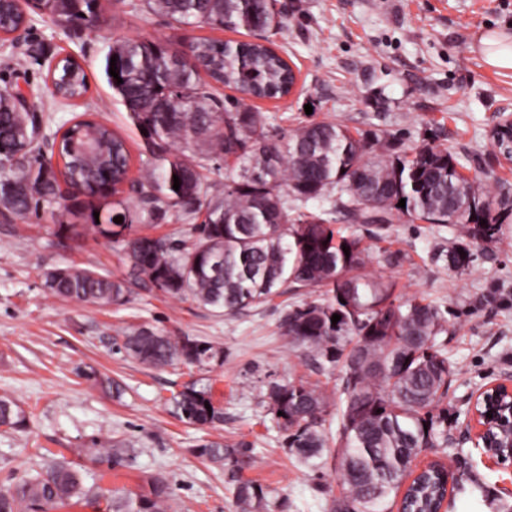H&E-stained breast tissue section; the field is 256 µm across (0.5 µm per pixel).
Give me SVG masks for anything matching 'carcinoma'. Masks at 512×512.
Listing matches in <instances>:
<instances>
[{
    "label": "carcinoma",
    "instance_id": "cac0c4a2",
    "mask_svg": "<svg viewBox=\"0 0 512 512\" xmlns=\"http://www.w3.org/2000/svg\"><path fill=\"white\" fill-rule=\"evenodd\" d=\"M275 2L144 0L142 7L179 27L269 32L283 27ZM100 6V0H45V15L64 16L84 27ZM24 23L23 14L8 7L0 28L7 34ZM192 52L194 62H182L165 43L138 37L117 42L105 55L106 80L143 138L140 156L147 175L133 184L132 204L118 188L128 179L131 162L123 138L105 124L78 122L63 134L62 168L45 170L35 153L33 120L18 111L11 91L0 90V149L14 159L0 176V206L7 212L19 219L41 209L53 214L60 209V181H110L112 202L97 217L73 207L85 223L61 224L60 235L117 238L136 222L159 223L172 211L189 222L177 239L141 235L127 240L126 279L89 268L56 267L45 273L44 290L103 308L128 302L133 287L140 286L170 297L189 296L235 315L266 303L288 282L302 290L325 289L320 300L289 310L280 330L306 353L342 368L344 398L337 409L334 455L343 492L334 512H391L400 495L412 509L438 507L445 493L441 472L429 468L407 491L402 487L421 452L435 447L439 437L448 441L444 402L454 369L438 343L448 333V321L435 306L403 299L394 282L366 272L368 253L361 239L333 238L328 220L304 208L324 199L356 223L378 230L396 212L413 221L451 225L455 241L438 258L464 272L472 264V248L494 243L502 224L512 219V199H491L446 148L378 154L379 136L355 135L331 121L311 122L274 140L265 131L266 116L244 98L288 95L294 75L283 58L262 43L209 37L194 39ZM114 56L116 78L109 74ZM119 78L123 83H117ZM52 81L69 98L80 99L88 91L82 68L67 60ZM214 83L241 97L217 98ZM175 144L180 150L173 153ZM212 159L233 170L221 190L201 172ZM291 210L297 214L292 223ZM117 216L123 222L115 223ZM335 314L341 319L334 325ZM121 348L151 368L183 363L205 369L223 357L222 349L209 341L146 325L123 331ZM86 376L121 398L119 384L95 370ZM263 402L286 433L291 454L318 466L316 460L330 447L323 431L326 396L303 380L273 381L266 385ZM171 406L192 425L224 422V409L195 382L174 394ZM26 420L15 399L0 396V428L18 430ZM131 452L126 441L111 437L77 449L111 469L125 466ZM196 452L224 467V487L237 512H263V488L242 476L250 464L245 444L211 441ZM88 477L87 470L65 459L42 465L0 487V512H51L76 504H102L104 512H165L171 497L160 476L144 477L134 494L106 491L88 483Z\"/></svg>",
    "mask_w": 512,
    "mask_h": 512
}]
</instances>
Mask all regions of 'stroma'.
<instances>
[{
	"label": "stroma",
	"instance_id": "1",
	"mask_svg": "<svg viewBox=\"0 0 512 512\" xmlns=\"http://www.w3.org/2000/svg\"><path fill=\"white\" fill-rule=\"evenodd\" d=\"M284 25L267 33L270 45L290 64L294 92L283 99H256L276 136L309 120H331L367 136H384L390 151L412 154L425 146L448 147L471 179L492 193L512 195V162L498 158L491 129L512 114V71L490 68L474 47L486 29L512 32V0H277ZM165 42L186 50L197 37L252 42L246 29L174 28L162 15L114 0L95 31L63 28L35 16L31 41L40 58L23 69L8 66L11 48L0 46V89L32 90L42 123L54 132L79 116L106 122L125 139L130 177L140 180L142 138L103 71L109 48L124 38ZM73 54L88 75L85 100L73 105L52 98L48 63ZM309 212L326 214L341 235H358L369 251L368 272L396 282L402 297L436 306L448 321L443 347L455 368L448 388V446L417 459L443 460L459 484L447 512H494L512 504V464L488 459L465 433L471 394L495 377L512 375V223L497 242L475 251L468 271L438 260L455 235L452 228L411 222L394 215L381 237L312 201ZM70 214L42 212L28 219L0 217V395H10L27 413L19 431L0 428V486L38 469L43 460H78L101 474L102 487L137 492L146 474L166 478L173 512H234L224 470L196 455L215 440L248 444L253 466L246 475L264 489V512H332L340 494L335 460L301 464L284 448V433L261 403L268 381L304 380L317 386L332 407L323 429L336 432L334 412L342 392L337 368L304 354L281 335L279 324L307 293L281 286L272 301L234 316L199 305L138 291L123 305L99 308L60 300L42 286L45 270L79 265L114 278L126 275L123 243L102 237L71 239L57 233ZM387 251L403 255L383 262ZM150 325L205 339L222 347L224 360L208 369L177 364L154 369L120 351L122 330ZM94 369L122 384L121 398L104 393L82 375ZM211 386L224 407L216 428L180 421L167 403L189 382ZM126 440L131 465L114 470L75 449L100 435Z\"/></svg>",
	"mask_w": 512,
	"mask_h": 512
}]
</instances>
